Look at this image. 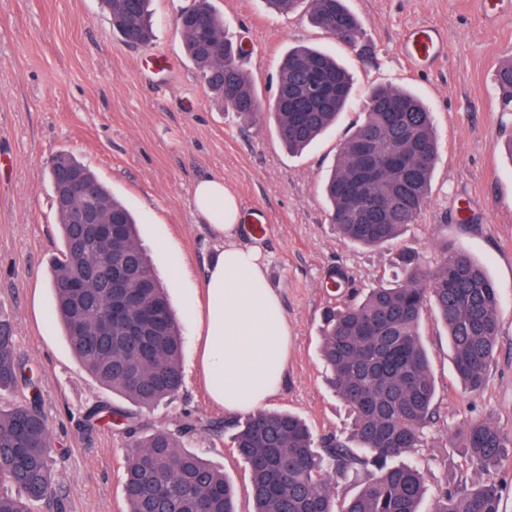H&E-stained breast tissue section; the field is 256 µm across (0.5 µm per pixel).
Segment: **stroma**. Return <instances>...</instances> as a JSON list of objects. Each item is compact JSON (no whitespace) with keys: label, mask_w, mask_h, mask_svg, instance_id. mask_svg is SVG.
Listing matches in <instances>:
<instances>
[{"label":"stroma","mask_w":512,"mask_h":512,"mask_svg":"<svg viewBox=\"0 0 512 512\" xmlns=\"http://www.w3.org/2000/svg\"><path fill=\"white\" fill-rule=\"evenodd\" d=\"M191 3L150 0L153 42L131 47L113 32L102 0H0V317L11 321L16 352L33 372L64 512H126L129 446L119 428L88 432L81 425L88 407L113 396L81 368L52 315L49 263L62 240L51 158L73 153L132 208L179 319L182 387L172 401L143 412L148 428L173 427L187 410L225 418L197 368L201 271L215 246L191 207L190 190L212 175L235 192L242 211L263 209L270 224L267 235L244 236L268 257V281L291 332L287 376L267 407L294 411L317 431L341 433L347 411L317 351L323 312L336 299L329 283L341 269L356 288L376 286L392 277L396 248L341 242L321 185L341 140L381 85L415 93L438 136L428 206L401 244L430 270L443 244H451L482 264L499 292L497 350L480 393L463 389L433 316L421 326L440 419L413 459L426 474L427 499L443 484L473 480L452 434L483 418L512 430V111L502 110L496 86L500 64L512 59V0H346L361 24L365 55L314 26L306 9L276 15L265 0H212L225 35L243 47L239 65L261 100L274 94L290 47L328 50L348 68L346 112L300 153L288 152L269 118L248 125L215 103L184 53L176 22ZM424 24L443 29L444 56L413 68L398 45L406 27ZM190 446L223 469L238 512H251L249 470L229 436L200 433Z\"/></svg>","instance_id":"stroma-1"}]
</instances>
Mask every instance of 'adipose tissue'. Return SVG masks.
Returning a JSON list of instances; mask_svg holds the SVG:
<instances>
[{
	"mask_svg": "<svg viewBox=\"0 0 512 512\" xmlns=\"http://www.w3.org/2000/svg\"><path fill=\"white\" fill-rule=\"evenodd\" d=\"M191 203L216 244L201 274L198 369L217 406L229 414L253 412L284 383L288 321L268 284L261 247L242 241L237 196L222 179L203 177L193 185Z\"/></svg>",
	"mask_w": 512,
	"mask_h": 512,
	"instance_id": "adipose-tissue-1",
	"label": "adipose tissue"
}]
</instances>
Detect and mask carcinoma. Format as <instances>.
<instances>
[{"mask_svg":"<svg viewBox=\"0 0 512 512\" xmlns=\"http://www.w3.org/2000/svg\"><path fill=\"white\" fill-rule=\"evenodd\" d=\"M103 2L124 42H151L148 0ZM265 2L281 14L304 6L326 34L353 47L360 42V22L345 0ZM189 14L206 22L201 32L186 20L178 22L186 55L203 82L244 119L261 115L257 91L239 66L240 49L224 36V17L211 0H195ZM496 84L503 108L511 109L512 59L498 68ZM350 93V75L333 56L308 46L290 48L278 69L277 92L267 103L278 138L290 151L305 149L336 124ZM363 139L371 140L381 156L408 154L419 144L428 152V161L419 167L385 168L368 193L385 200L387 207L365 214L361 197L347 190L359 175L357 146ZM437 157L431 112L423 102L407 90L376 89L363 119L339 144L336 164L324 183L340 239L363 248L397 241L428 204ZM67 174L95 186L101 211L124 226V255L136 263L140 277L153 283L144 290L136 279L123 282L122 288L136 294L137 301L126 320L100 331L98 320L108 301L94 272L107 248L76 237L73 214L83 199L55 206L62 249L51 264L53 314L82 369L130 404L95 405L84 419L90 430L112 424V416L124 420V434L134 447L125 459L127 512H237L235 490L224 472L185 445L201 431L220 437L228 429L250 469L253 512H422L423 471L396 462L424 447L439 420L436 380L420 326L425 314H435L447 332L457 377L468 392L480 391L494 359L499 324L498 289L482 265L446 245L435 269L427 273L419 256L403 248L398 252L400 278L381 282L359 299L340 296L326 310L319 355L331 387L349 412L345 434L318 435L298 415L268 410L224 422L186 412L174 430H149L141 411L172 399L182 387L180 327L140 242L132 211L87 165L61 152L50 165L51 188ZM79 278L85 287H65ZM21 383L35 390L16 353L11 322L0 319V388ZM48 441L37 394L7 411L0 409V486L7 483L21 493L14 497L0 492V512H31L34 503L61 506ZM453 444L462 449L478 478L442 487L431 512H500V487L491 473L512 452V432L490 419L469 422L455 432ZM361 471L358 491L338 498L336 487Z\"/></svg>","mask_w":512,"mask_h":512,"instance_id":"obj_1","label":"carcinoma"}]
</instances>
